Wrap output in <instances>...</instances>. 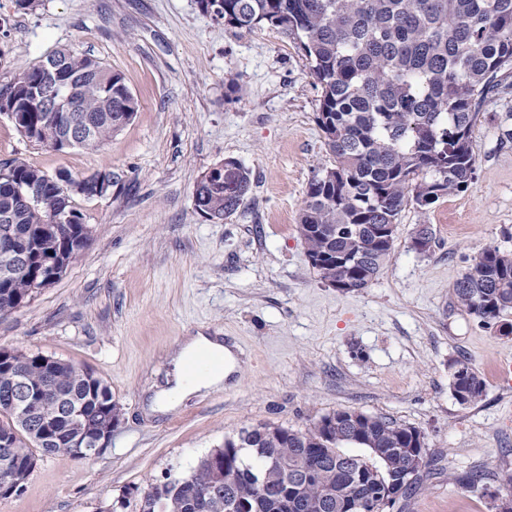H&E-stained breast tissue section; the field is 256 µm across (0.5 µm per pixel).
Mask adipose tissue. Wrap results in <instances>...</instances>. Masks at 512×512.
Returning a JSON list of instances; mask_svg holds the SVG:
<instances>
[{"label": "adipose tissue", "instance_id": "adipose-tissue-1", "mask_svg": "<svg viewBox=\"0 0 512 512\" xmlns=\"http://www.w3.org/2000/svg\"><path fill=\"white\" fill-rule=\"evenodd\" d=\"M203 350L208 351L218 361L219 367L204 375H192L187 371L186 365ZM169 356L172 373L165 387L157 390L150 398L145 410L147 417L167 414L188 397L223 389L225 379L239 366L238 358L221 337L200 330L183 337L170 351Z\"/></svg>", "mask_w": 512, "mask_h": 512}]
</instances>
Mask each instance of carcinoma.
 <instances>
[{
	"instance_id": "cac0c4a2",
	"label": "carcinoma",
	"mask_w": 512,
	"mask_h": 512,
	"mask_svg": "<svg viewBox=\"0 0 512 512\" xmlns=\"http://www.w3.org/2000/svg\"><path fill=\"white\" fill-rule=\"evenodd\" d=\"M224 24L252 31L277 30L299 41L310 60L311 75L322 89L318 121L325 146L333 158L317 166L308 182L306 200L298 215V232L307 252L322 257L316 268L325 282L347 279L344 290L360 291L381 274L395 237L382 234L399 223L410 205L428 209L445 195L462 192L475 178L471 146L476 105L512 78V0H222ZM63 68L76 78L90 77L77 99L79 109L97 118L94 145L121 130L117 122L132 120L138 101L123 76L90 54L63 50ZM41 63L21 64L12 78L0 84V94L13 95L14 111L28 118L33 142L55 147L62 134L57 120L40 98ZM73 175L50 176L26 161L0 164V217L8 216L19 246L29 254L31 271L0 284V316L11 314L32 295V278L51 272L45 262L52 235L45 226L55 222L60 202L75 222L60 226L63 243L55 259L56 274L66 271L65 254L87 245L83 214L76 198L62 200L57 181ZM35 185L39 201L20 203L16 188ZM252 189L251 172L237 160L224 163V172L198 178L194 206L198 213L229 216L245 204ZM456 301L489 323L512 309V251L484 249L472 268L453 288ZM62 377L54 408L50 438L39 444L32 435L43 426V412L32 406L17 421L13 402L19 392L0 378V487L32 474L31 459L58 453L73 454L68 442L77 425L97 427L107 421L112 391L101 379L85 377L84 367L61 362ZM452 394L458 403L481 399L485 382L464 360L455 363ZM81 410L79 422L71 411ZM336 421L334 432L327 423ZM417 429L382 417L367 426L364 413L340 409L304 431L288 436L296 456L288 474L273 472L268 481L282 486L288 503L262 489V475L283 447L282 431L260 427L249 434L248 456L236 475H211L208 459L181 476L182 485L151 482L140 497L138 512H157V501L172 499L178 512H227L237 493L249 496L251 512H326L317 507L318 487L305 482L304 471L318 469L335 496L358 501V512H373L379 489L354 484L361 471L372 479L401 484L399 460L403 448H422ZM355 445L366 455L343 450ZM308 448H329L309 456ZM485 475L459 479L470 489L483 488L489 497L509 490L483 485Z\"/></svg>"
}]
</instances>
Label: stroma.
<instances>
[{
    "mask_svg": "<svg viewBox=\"0 0 512 512\" xmlns=\"http://www.w3.org/2000/svg\"><path fill=\"white\" fill-rule=\"evenodd\" d=\"M60 48L121 73L139 108L98 147L64 151L0 116V163L122 177L78 200L88 244L60 280L0 318V348L91 368L121 417L105 451L45 457L0 512H135L132 489L188 472L240 429L304 430L339 409L422 433L429 472L399 512H494L456 479L480 471L495 489L512 478V380L500 375L512 363V310L484 325L453 286L483 249L512 250V87L479 106L473 184L407 208L378 279L342 292L318 278L297 230L313 168L332 162L321 88L297 41L225 26L197 0H38L30 11L0 0V83ZM226 158L250 170L252 191L211 222L195 210L194 186ZM418 224L436 232L424 254L410 248ZM196 330L236 344L235 383L146 419L168 348ZM459 360L486 383L470 405L450 389Z\"/></svg>",
    "mask_w": 512,
    "mask_h": 512,
    "instance_id": "stroma-1",
    "label": "stroma"
}]
</instances>
